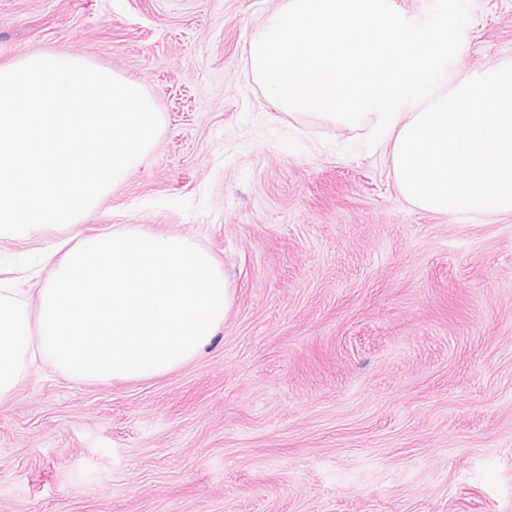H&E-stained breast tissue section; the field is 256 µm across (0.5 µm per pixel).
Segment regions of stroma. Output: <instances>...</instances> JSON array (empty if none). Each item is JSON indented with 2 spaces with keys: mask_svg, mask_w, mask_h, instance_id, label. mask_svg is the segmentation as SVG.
Instances as JSON below:
<instances>
[{
  "mask_svg": "<svg viewBox=\"0 0 512 512\" xmlns=\"http://www.w3.org/2000/svg\"><path fill=\"white\" fill-rule=\"evenodd\" d=\"M283 0H0V66L65 49L161 129L78 221L0 237L29 311L62 240L136 227L216 259L206 354L140 381L39 365L0 401V512H512V216L401 195L387 140L277 110L248 51ZM449 74L512 64L473 0Z\"/></svg>",
  "mask_w": 512,
  "mask_h": 512,
  "instance_id": "35a3bbf8",
  "label": "stroma"
}]
</instances>
